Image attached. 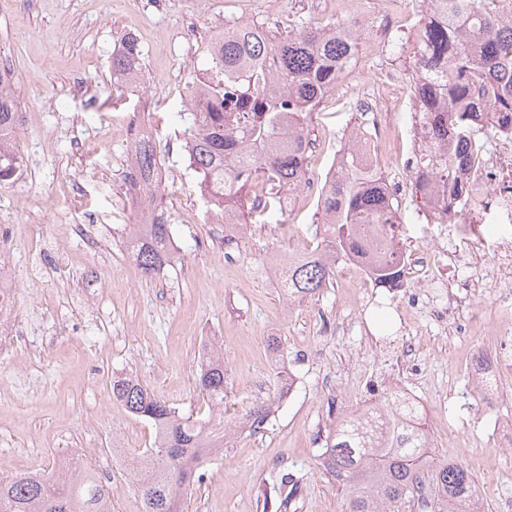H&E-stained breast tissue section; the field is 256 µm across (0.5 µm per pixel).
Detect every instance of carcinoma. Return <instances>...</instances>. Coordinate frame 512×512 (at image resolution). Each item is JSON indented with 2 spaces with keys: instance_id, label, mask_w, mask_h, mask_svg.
Listing matches in <instances>:
<instances>
[{
  "instance_id": "cac0c4a2",
  "label": "carcinoma",
  "mask_w": 512,
  "mask_h": 512,
  "mask_svg": "<svg viewBox=\"0 0 512 512\" xmlns=\"http://www.w3.org/2000/svg\"><path fill=\"white\" fill-rule=\"evenodd\" d=\"M494 0H422L427 13L424 42L411 54L415 77L411 89L418 120H428L436 140L418 144L423 173L448 186L459 198L455 156L480 142L482 113L512 114V16L494 12ZM353 54L349 38L336 27L302 26L283 36L255 23L224 29V40H207L200 68L211 103L206 112L186 107L193 138L186 152L195 173L196 190L205 208L216 201L247 223L248 189L260 186L267 208L279 209L281 195L306 182L303 145L308 143V117L336 88L339 66ZM142 49L124 42L112 53V82L143 81ZM491 93L479 99L476 81ZM16 97L0 96V185L13 182L22 157L9 134L19 121ZM143 182L152 181L160 158L144 140L136 147ZM341 174L328 181L319 201L321 242L288 266L279 286L289 297H313L333 283L328 254L342 256L369 246L360 238L363 224H398V206L386 194L379 175L361 172L360 131L353 130L343 148ZM171 232L165 213L146 225L131 252L142 274L152 278L168 264ZM404 275L397 229H392L388 260L375 270L376 285H390ZM201 401L198 415L183 417L133 375L112 377V399L154 426L153 447L136 464L137 490L144 512H185L184 502L195 482V452L207 444L208 431L222 438L224 425V353L211 347L196 378ZM383 439L368 445L344 418L324 439L320 465L343 491V512H483V498L472 471L455 461L435 463L424 444L429 431L422 422L401 420L388 412ZM270 418L267 403L243 416L254 432ZM434 471L441 493L430 500L418 496L424 472ZM112 494L100 487L82 460L62 461L49 473L0 476V512H106Z\"/></svg>"
}]
</instances>
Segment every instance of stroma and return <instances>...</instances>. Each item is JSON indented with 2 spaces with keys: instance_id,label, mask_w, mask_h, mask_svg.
<instances>
[{
  "instance_id": "obj_1",
  "label": "stroma",
  "mask_w": 512,
  "mask_h": 512,
  "mask_svg": "<svg viewBox=\"0 0 512 512\" xmlns=\"http://www.w3.org/2000/svg\"><path fill=\"white\" fill-rule=\"evenodd\" d=\"M18 0H0V49L16 78L21 106L31 114L18 145L29 153L27 176L0 187V232L11 241L17 268L27 271L17 290L25 346L0 352V473L51 471L59 449L106 448L113 433L133 441L125 461L112 467V512H142L128 471L152 446L154 427L110 402L113 375L132 373L156 395L188 415L199 409L194 379L200 339H220L228 393L224 421L235 426L222 453L211 456L187 497V512H342V494L322 472L320 441L341 416L405 384L425 402L448 395L441 417H429L433 458L458 460L477 476L485 512H502L512 499V448L483 431L486 419L512 418V379L487 415L461 425L457 412L472 381L453 361L492 350L497 339L464 326L452 347L430 312L401 292L360 288L336 277L319 295L288 303L278 275L266 269L273 250L309 249L321 227L319 204L298 197L290 210L268 213L236 240L207 221L195 175L179 147L186 136L180 114L183 90L196 69L202 41L239 18L272 32L330 27L336 13L319 0H37L29 12ZM362 31L379 50L362 60L352 80L364 84L386 71L412 74L406 33L388 32L380 0H364ZM194 22L196 35L181 29ZM140 31L145 79L140 88L114 85L110 60L129 29ZM84 78L102 89L96 108L70 94ZM149 111L161 164L168 217L179 258L159 276L144 277L128 255L136 222L124 201L127 150L118 131L126 114ZM361 113L336 89L310 120L321 150L307 160V176L321 179L344 133L363 127ZM85 151L76 154L75 142ZM85 190L72 195L73 177ZM403 242L455 250L453 240L432 242L411 195L399 199ZM105 216L97 225L98 250L83 249L70 234L75 224ZM71 255L54 264L53 246ZM232 261H225V253ZM106 279L90 290L88 269ZM280 353L295 390L259 433L239 428L253 405L276 399L280 377L267 361V339Z\"/></svg>"
}]
</instances>
